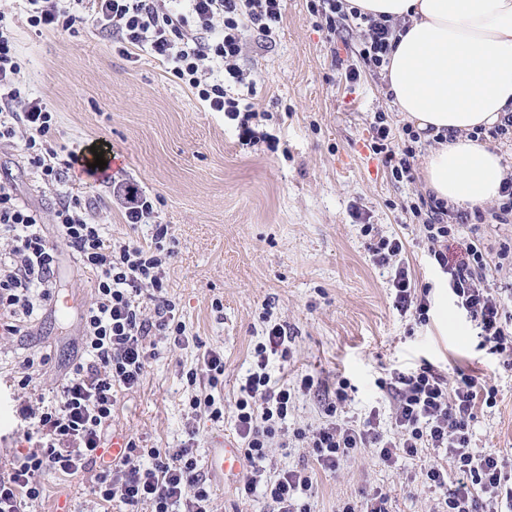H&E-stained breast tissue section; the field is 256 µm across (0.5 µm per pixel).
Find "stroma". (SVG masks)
<instances>
[{
  "label": "stroma",
  "mask_w": 512,
  "mask_h": 512,
  "mask_svg": "<svg viewBox=\"0 0 512 512\" xmlns=\"http://www.w3.org/2000/svg\"><path fill=\"white\" fill-rule=\"evenodd\" d=\"M12 13L23 81L57 114V137L82 154L96 150L120 161L153 199L155 222L170 227L175 252L166 269L168 292L180 305L187 343L159 345L140 387L122 395L114 428L153 448H176L195 431L198 464L206 466L216 436L234 437L231 415L252 366L255 345L268 326L283 324L291 338L289 360L270 355L272 383L309 373L327 382H350L340 418L363 421L377 413L381 430L395 436L393 403L379 380L428 362L447 376L457 370L490 379L494 407L478 409L472 444L512 461V365L484 344L474 321L446 289L431 293V322L414 326L393 305L388 268L378 266L375 236L399 237L413 278L434 280L427 246L403 202L424 194L422 178L395 182L369 148L374 112L403 121L386 84L359 65L362 30L328 34L309 0H285L273 40L249 42L239 64L269 114L259 125L265 142L240 145L223 113L205 111L193 91L173 81L165 65L144 51L122 55L118 44L85 26L56 36L38 35L26 23L24 0H0ZM0 177L20 199L39 210L53 232L55 190L46 188L17 152L0 149ZM154 224L131 230L112 214L109 235L150 241ZM53 303L14 335H0V476L25 449L15 406L52 398L82 354L81 317L93 299L91 279L69 253H61ZM210 348L224 352L226 415L215 423L194 416L186 372ZM47 357L36 389L14 385L11 370L25 356ZM435 458L426 448L395 466L372 451L356 455L334 473L318 468L308 449L271 448L265 478L301 468L314 478L312 512H337L375 489L389 496V512H435L437 495L425 482ZM43 495L31 512H95L90 474L42 476ZM240 478L214 484L213 512H269L262 497L243 499Z\"/></svg>",
  "instance_id": "obj_1"
}]
</instances>
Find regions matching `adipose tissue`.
<instances>
[{
  "mask_svg": "<svg viewBox=\"0 0 512 512\" xmlns=\"http://www.w3.org/2000/svg\"><path fill=\"white\" fill-rule=\"evenodd\" d=\"M407 24L386 65L403 120L439 143L422 167L426 190L462 207L497 199L507 175L499 148L475 138L512 110V0H347Z\"/></svg>",
  "mask_w": 512,
  "mask_h": 512,
  "instance_id": "adipose-tissue-1",
  "label": "adipose tissue"
}]
</instances>
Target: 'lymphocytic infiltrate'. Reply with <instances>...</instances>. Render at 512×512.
Returning <instances> with one entry per match:
<instances>
[{"label": "lymphocytic infiltrate", "mask_w": 512, "mask_h": 512, "mask_svg": "<svg viewBox=\"0 0 512 512\" xmlns=\"http://www.w3.org/2000/svg\"><path fill=\"white\" fill-rule=\"evenodd\" d=\"M27 0V23L36 33L53 35L91 24L112 40L136 50H148L166 63L173 78L195 90L210 111L223 113L238 129L242 145L254 147L265 139L252 127L261 118L253 82L247 81L238 61L249 38H274L282 19L283 0ZM328 31L356 27L364 32L358 55L374 74L381 75L402 26L346 9L343 0H311ZM22 63L15 49L13 21L0 11V145L21 152L27 164L48 187H60L54 212L57 239L44 234L40 211L20 201L10 183L0 181V316L6 333L19 332L40 308L52 300L59 247L94 276V300L83 315L85 361L75 363L59 387L53 404L41 410L26 403L16 408L21 420L35 421L38 441L19 453L8 477H0V512H26L37 500L45 474L93 472L91 495L102 512L113 503L149 504L151 512H212V490L202 474L194 440L177 448H148L129 440L117 460H104V433L112 424L119 394L140 386L156 355L158 342L181 344L186 325L179 305L168 294L166 267L173 253L165 249V224L154 226L149 243L116 240L105 225L88 214L96 199L66 189L69 170L80 161L55 138V115L42 98L32 96L21 81ZM370 147L380 155L392 178L414 179L420 134L411 125L393 130L388 113L375 112L370 124ZM116 207L126 223H149L153 201L135 180L112 179ZM417 219L432 263L445 277L449 291L480 329L484 342L500 355L512 356V313L506 311L499 290L488 287L483 271L489 252L478 235L484 219L512 223V175L503 179L489 211H466L436 197L418 198L407 206ZM471 235L462 243L457 260L448 258V242L461 228ZM404 245L396 237H380L373 247L375 260L393 266L394 307L427 325L432 284L417 285L400 255ZM267 338L254 348L253 365L234 405V426L241 441L249 475L239 488L241 497L262 493L271 512H311L315 487L304 470L278 473L266 484L257 475L273 444L292 435L310 448L319 469L336 472L356 453L374 449L385 465L417 457L423 449L443 453L444 462L430 465L426 481L438 493L441 512H512V466L494 451L472 445L471 424L478 406L493 407L497 388L475 376L458 373L455 379L422 364L381 382L394 402L396 437L380 432L376 416L363 423L342 420L339 406L349 398L347 381L340 380L322 406L325 419L313 428L289 429L288 416L296 393L322 386L313 375L300 379L298 392L272 384L267 372L269 354L289 355L287 330L271 326ZM224 382V354L210 349L202 367L189 370L186 384L194 412L211 421L224 419V402L214 395Z\"/></svg>", "instance_id": "obj_1"}]
</instances>
